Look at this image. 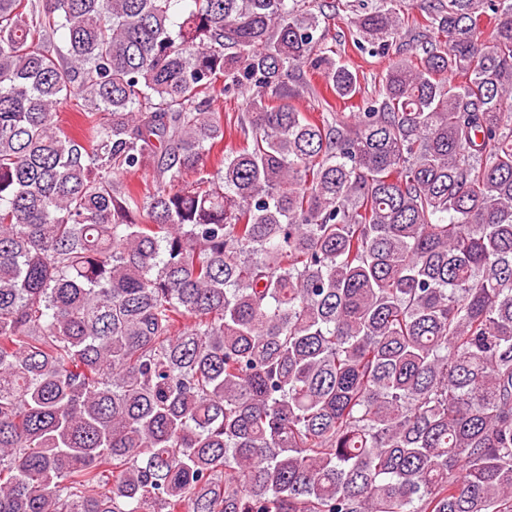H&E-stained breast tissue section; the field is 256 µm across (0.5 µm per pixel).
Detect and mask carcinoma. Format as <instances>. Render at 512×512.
Returning a JSON list of instances; mask_svg holds the SVG:
<instances>
[{"label":"carcinoma","mask_w":512,"mask_h":512,"mask_svg":"<svg viewBox=\"0 0 512 512\" xmlns=\"http://www.w3.org/2000/svg\"><path fill=\"white\" fill-rule=\"evenodd\" d=\"M425 12L341 121L298 0H0V512H512V0ZM292 88L297 92L288 101L301 112H342L339 115L344 119L350 115V112H357L356 108H352L351 103L346 105L342 102L336 103V100L325 91L322 76L308 67L301 69ZM324 99L328 103L324 102ZM211 108L214 112H222L225 128L229 130V127H232V132H234L233 142H242L243 135L240 136L239 125L241 120L244 123V117L247 115L246 112H248L247 96L240 93L218 95L214 98ZM234 128L238 129L237 133H235Z\"/></svg>","instance_id":"1"}]
</instances>
